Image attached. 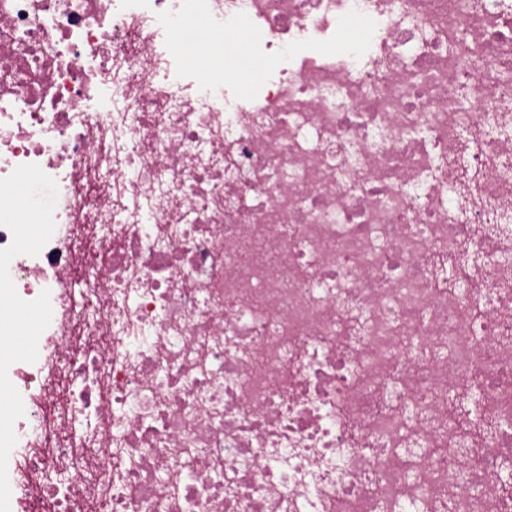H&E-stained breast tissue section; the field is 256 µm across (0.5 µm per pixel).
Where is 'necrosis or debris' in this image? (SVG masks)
Masks as SVG:
<instances>
[{
	"label": "necrosis or debris",
	"instance_id": "obj_1",
	"mask_svg": "<svg viewBox=\"0 0 512 512\" xmlns=\"http://www.w3.org/2000/svg\"><path fill=\"white\" fill-rule=\"evenodd\" d=\"M507 71L512 0H0V512H504Z\"/></svg>",
	"mask_w": 512,
	"mask_h": 512
}]
</instances>
